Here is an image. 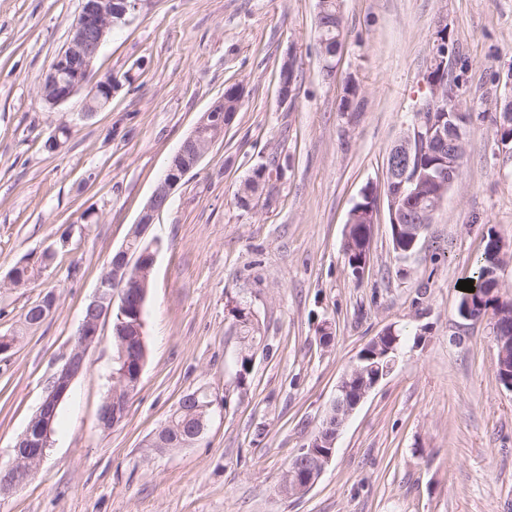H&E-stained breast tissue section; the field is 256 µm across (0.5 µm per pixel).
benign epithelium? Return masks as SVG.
Listing matches in <instances>:
<instances>
[{
	"label": "benign epithelium",
	"mask_w": 512,
	"mask_h": 512,
	"mask_svg": "<svg viewBox=\"0 0 512 512\" xmlns=\"http://www.w3.org/2000/svg\"><path fill=\"white\" fill-rule=\"evenodd\" d=\"M138 5L139 0H82L81 11L67 44L57 54L39 84L40 95L46 104L56 108L83 91L85 97L81 115L88 118L111 102L113 85L118 78L98 75L94 70L95 61L112 28L137 11ZM429 91L431 111L449 109L452 121L444 128L431 121L417 120L393 146L391 156L394 157V165L389 170L385 195L390 220L394 225L404 221L406 201L422 190V181L418 180L420 168L413 163L414 144L432 139L441 145L448 143L453 147L448 152V159L442 161L434 175L427 176L436 185L435 208H441L447 191L456 183L461 170V159L456 147L464 141L462 110L455 103L453 90L445 93L442 84L432 82ZM278 96L282 105L294 103L297 97L293 81L288 79L286 73L279 83ZM225 125L224 100L221 99L202 115L194 131L182 142L131 233L121 248L112 254L106 270L100 276L94 296L84 308L71 352L49 381L37 412L15 446L17 450L28 448L33 451L31 459L37 464H42L46 450L50 447L59 408L69 397L74 381L85 372L88 350L100 340L101 324L115 314L118 320L114 332L133 336L135 340L124 347L122 370L119 375L112 376V380L119 379L129 388L140 382L145 365L141 348L144 346L143 311L148 293L146 277L152 272L159 251L158 239H147V232L155 216L168 205L172 190L198 166L212 145L223 136ZM394 362L395 359L391 358L381 366L373 363V358L366 354L357 355L351 371L343 379L361 378L363 385L352 401L343 395V384L337 385L336 398L325 422V429L315 434L300 449V459H311L313 464L300 465L290 471L299 489H311L332 458L330 454H318L316 449L322 446L335 447L347 418L390 373ZM367 375L371 380H365ZM112 395L113 392H108L98 410L97 427L102 430H112V424L118 423L119 414L125 415L128 411L131 394H126L122 406L112 404ZM20 461L21 457L15 454L7 463H0V483L18 488L33 479L37 470L21 467Z\"/></svg>",
	"instance_id": "benign-epithelium-1"
}]
</instances>
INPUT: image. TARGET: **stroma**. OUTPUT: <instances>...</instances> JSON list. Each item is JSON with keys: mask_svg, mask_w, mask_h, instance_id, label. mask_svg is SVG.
Masks as SVG:
<instances>
[{"mask_svg": "<svg viewBox=\"0 0 512 512\" xmlns=\"http://www.w3.org/2000/svg\"><path fill=\"white\" fill-rule=\"evenodd\" d=\"M81 0H0V458L9 459L63 363L114 251L201 115L242 85L244 104L172 191L150 234L161 242L145 308L149 355L125 421L96 426L111 385L112 324L86 356L38 473L0 496V512H512V390L497 376L494 318L459 316L490 238L512 244V152L493 134L512 93V0H340L344 40L326 63L317 0H140L95 62L121 77L110 106L83 120L38 82L66 45ZM448 82L474 117L466 156L416 252L393 250L383 185L392 146L428 96L439 29ZM300 66L294 107L277 99L287 54ZM353 111L340 109L347 83ZM64 121L70 139L45 143ZM282 167L271 205L234 193L252 169ZM377 195L367 263L342 251L351 208ZM91 210L95 222L80 216ZM57 250L39 280L8 286L22 261ZM40 324L23 314L46 293ZM251 306L264 336L248 373L227 303ZM330 326V345L319 341ZM401 334L390 374L349 417L304 495L282 475L329 410L360 350ZM221 399L201 438L150 446L179 399Z\"/></svg>", "mask_w": 512, "mask_h": 512, "instance_id": "35a3bbf8", "label": "stroma"}]
</instances>
